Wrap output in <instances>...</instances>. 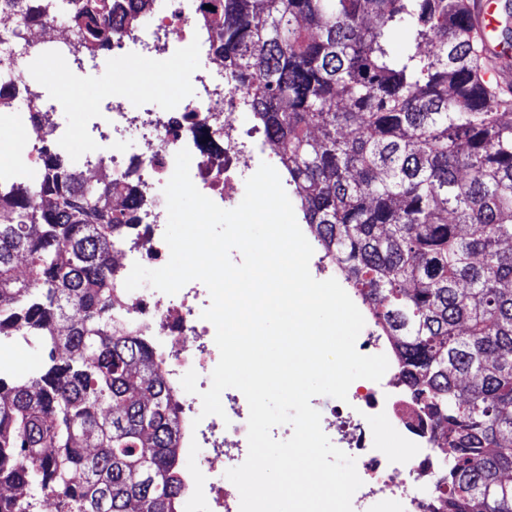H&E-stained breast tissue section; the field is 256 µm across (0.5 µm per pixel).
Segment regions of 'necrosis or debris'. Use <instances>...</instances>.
I'll use <instances>...</instances> for the list:
<instances>
[{
	"label": "necrosis or debris",
	"instance_id": "obj_1",
	"mask_svg": "<svg viewBox=\"0 0 512 512\" xmlns=\"http://www.w3.org/2000/svg\"><path fill=\"white\" fill-rule=\"evenodd\" d=\"M219 0H152L135 22H128L130 0H113L112 16L120 36L109 51L89 55L82 40L59 21L42 33L21 29L19 19L0 12V100L10 104L7 117L21 120L17 155L0 164V185H33L42 175L40 141L53 137L55 145L88 173L112 179V197L128 201L125 187L137 183L141 196L135 209L144 233L115 246L118 269L129 274L133 264L162 261L168 247L163 239L168 220L163 189L175 168V155L188 149L190 175L197 189L225 209L235 208L245 192V182L261 163H275L276 153L263 147L250 132L239 105L240 93L212 59L216 32L201 23ZM191 55L200 66L181 77V94L162 110L133 109L120 89H113L107 111L85 107L81 95L63 100L41 76L40 91L28 90L24 81L35 58L50 56L79 60L97 77H109L118 65L146 61L163 66L169 59ZM81 116L82 137L74 139L70 114ZM210 304L207 287L199 281L178 293L164 294L145 285L126 293L121 305L127 324L160 355L168 386L179 399L180 446L195 458L183 474L185 493L199 512H240V498L217 464L226 470L240 466L248 454L249 406L243 393L224 392V416H202L200 392L208 390L219 360L215 328L202 319ZM364 355H385L388 377L380 382L354 381L347 401L334 405L321 427L329 431L337 448L355 458L363 481L352 498L353 512H378L383 499L396 500L401 512H427L432 500L433 474L447 456L434 447L422 408L400 381L393 347L374 328L362 331L356 341ZM198 375V393L184 391L181 378ZM392 427L399 450L384 448L379 436Z\"/></svg>",
	"mask_w": 512,
	"mask_h": 512
}]
</instances>
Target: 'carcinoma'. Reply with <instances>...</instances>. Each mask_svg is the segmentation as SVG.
I'll use <instances>...</instances> for the list:
<instances>
[{
    "label": "carcinoma",
    "instance_id": "1",
    "mask_svg": "<svg viewBox=\"0 0 512 512\" xmlns=\"http://www.w3.org/2000/svg\"><path fill=\"white\" fill-rule=\"evenodd\" d=\"M1 2L26 25L66 19L92 54L110 44L112 0ZM206 25L310 232L448 443L431 512H512V87L483 79L468 0H222ZM391 27L414 47L392 48ZM42 153L38 185L0 189V337L48 350L42 371L0 377V485L56 512H177L179 404L112 314V245L133 212L98 206L110 180L88 186ZM35 509L0 496V512Z\"/></svg>",
    "mask_w": 512,
    "mask_h": 512
}]
</instances>
